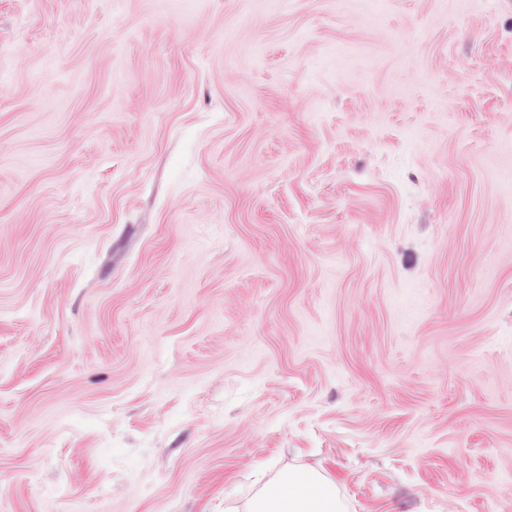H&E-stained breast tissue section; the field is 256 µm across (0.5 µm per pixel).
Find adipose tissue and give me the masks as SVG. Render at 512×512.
<instances>
[{
	"mask_svg": "<svg viewBox=\"0 0 512 512\" xmlns=\"http://www.w3.org/2000/svg\"><path fill=\"white\" fill-rule=\"evenodd\" d=\"M250 512H342V505L331 483L291 472L264 487L252 500Z\"/></svg>",
	"mask_w": 512,
	"mask_h": 512,
	"instance_id": "adipose-tissue-1",
	"label": "adipose tissue"
}]
</instances>
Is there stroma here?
I'll list each match as a JSON object with an SVG mask.
<instances>
[{
  "mask_svg": "<svg viewBox=\"0 0 512 512\" xmlns=\"http://www.w3.org/2000/svg\"><path fill=\"white\" fill-rule=\"evenodd\" d=\"M512 512V0H0V512ZM250 512H341L335 487L320 477L288 472L265 486L251 501Z\"/></svg>",
  "mask_w": 512,
  "mask_h": 512,
  "instance_id": "35a3bbf8",
  "label": "stroma"
}]
</instances>
